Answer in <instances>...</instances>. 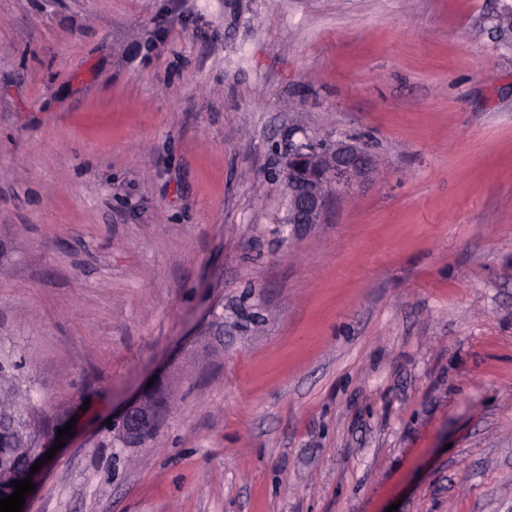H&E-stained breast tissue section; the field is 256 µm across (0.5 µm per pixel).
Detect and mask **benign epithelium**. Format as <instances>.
I'll return each instance as SVG.
<instances>
[{
    "instance_id": "7a95c632",
    "label": "benign epithelium",
    "mask_w": 512,
    "mask_h": 512,
    "mask_svg": "<svg viewBox=\"0 0 512 512\" xmlns=\"http://www.w3.org/2000/svg\"><path fill=\"white\" fill-rule=\"evenodd\" d=\"M375 169V156L353 139L293 145L284 174L288 198L285 223L295 231L322 223L330 199L370 180ZM150 396L148 391L141 394L118 418V438L127 447L138 446L143 429L153 420L148 406Z\"/></svg>"
}]
</instances>
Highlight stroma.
<instances>
[{"instance_id":"obj_1","label":"stroma","mask_w":512,"mask_h":512,"mask_svg":"<svg viewBox=\"0 0 512 512\" xmlns=\"http://www.w3.org/2000/svg\"><path fill=\"white\" fill-rule=\"evenodd\" d=\"M507 4L0 0L22 512H512ZM345 134L375 175L291 233L289 149ZM155 389L141 394L119 416L118 438L126 447L140 445L138 442L143 429L152 422L153 415L150 413L148 400Z\"/></svg>"}]
</instances>
